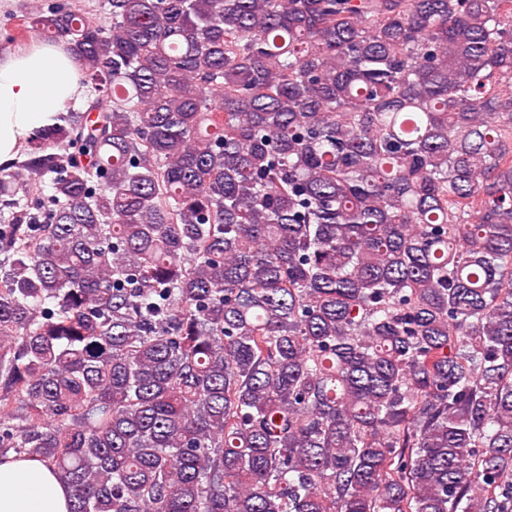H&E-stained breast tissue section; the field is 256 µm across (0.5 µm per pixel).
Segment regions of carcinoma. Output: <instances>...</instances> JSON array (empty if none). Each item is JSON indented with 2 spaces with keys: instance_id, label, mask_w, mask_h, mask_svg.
<instances>
[{
  "instance_id": "1",
  "label": "carcinoma",
  "mask_w": 512,
  "mask_h": 512,
  "mask_svg": "<svg viewBox=\"0 0 512 512\" xmlns=\"http://www.w3.org/2000/svg\"><path fill=\"white\" fill-rule=\"evenodd\" d=\"M73 0L0 165V457L69 512H512V0Z\"/></svg>"
}]
</instances>
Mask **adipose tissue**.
Returning a JSON list of instances; mask_svg holds the SVG:
<instances>
[{"instance_id":"ef3b65f1","label":"adipose tissue","mask_w":512,"mask_h":512,"mask_svg":"<svg viewBox=\"0 0 512 512\" xmlns=\"http://www.w3.org/2000/svg\"><path fill=\"white\" fill-rule=\"evenodd\" d=\"M85 96L65 40L0 53V164L14 161L35 130L53 124L68 104ZM70 496L52 466L0 458V512H69Z\"/></svg>"}]
</instances>
